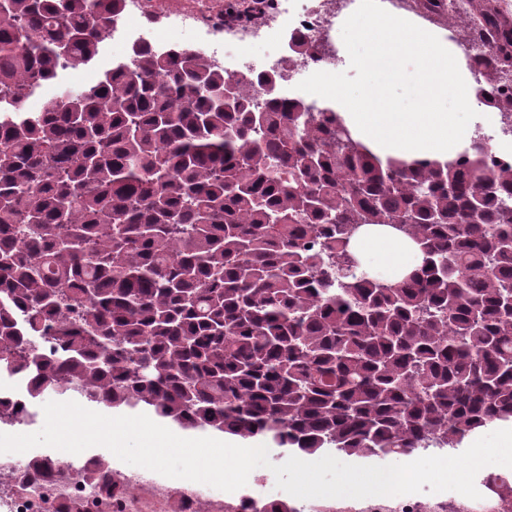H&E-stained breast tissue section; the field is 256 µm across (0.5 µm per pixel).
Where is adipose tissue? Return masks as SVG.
<instances>
[{
	"label": "adipose tissue",
	"instance_id": "obj_1",
	"mask_svg": "<svg viewBox=\"0 0 512 512\" xmlns=\"http://www.w3.org/2000/svg\"><path fill=\"white\" fill-rule=\"evenodd\" d=\"M368 20L359 35L372 49L350 57L352 66L385 75V82L400 79L401 64L411 60L414 88L422 101L418 112H375L365 100H379L385 83L371 85L364 101H356L341 88L324 84L318 93L324 107L336 112L352 135L376 163L429 160L446 163L468 148L471 131L458 113L474 97L467 61L445 31L429 28L414 18L389 12L384 0H359L350 16L352 24ZM453 101L455 110L443 109ZM352 252L371 265L381 278L398 281L418 262L414 243L396 230L380 225L361 229L351 242Z\"/></svg>",
	"mask_w": 512,
	"mask_h": 512
}]
</instances>
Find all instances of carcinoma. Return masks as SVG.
<instances>
[{
	"label": "carcinoma",
	"instance_id": "carcinoma-1",
	"mask_svg": "<svg viewBox=\"0 0 512 512\" xmlns=\"http://www.w3.org/2000/svg\"><path fill=\"white\" fill-rule=\"evenodd\" d=\"M123 2L0 0V373L26 389L0 390V422L74 396L358 457L511 422L512 162L486 170L477 133L455 163L383 168L328 109L278 90L258 106L242 78L224 106L229 75L193 51L136 45L98 83H61ZM448 25L511 119L512 25L488 0ZM367 224L399 225L418 267L363 265ZM484 484L512 498V473Z\"/></svg>",
	"mask_w": 512,
	"mask_h": 512
}]
</instances>
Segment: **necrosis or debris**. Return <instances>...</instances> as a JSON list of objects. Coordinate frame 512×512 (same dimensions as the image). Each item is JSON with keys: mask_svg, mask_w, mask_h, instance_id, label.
Returning <instances> with one entry per match:
<instances>
[{"mask_svg": "<svg viewBox=\"0 0 512 512\" xmlns=\"http://www.w3.org/2000/svg\"><path fill=\"white\" fill-rule=\"evenodd\" d=\"M287 20L288 30L307 36L312 56L289 64L287 56H277L275 68L287 79L308 75L302 92L311 94L321 79L336 76V0H297L296 4H275L261 24L238 30L234 41L224 39V0H126L115 18L112 34L124 41L154 51L183 49L181 34L193 32L196 44L209 61L229 75L248 78L256 66L248 63L255 48L276 50L279 22ZM13 456L0 453V467L12 470L10 490L0 496L6 512H66L79 500L87 512H197L202 499L200 483L187 482L177 491L161 483L154 471L135 468L123 473L117 489L90 481L87 458L62 455L42 478L12 464ZM458 498L444 493H416L376 496L365 499H336V512H455Z\"/></svg>", "mask_w": 512, "mask_h": 512, "instance_id": "4bbe7bcc", "label": "necrosis or debris"}]
</instances>
